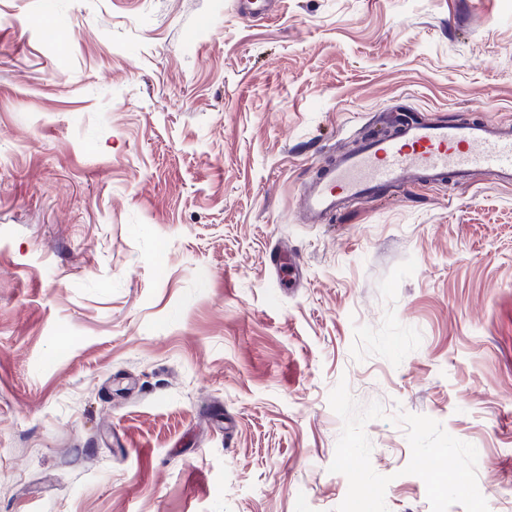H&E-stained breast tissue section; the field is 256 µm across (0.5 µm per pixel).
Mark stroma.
I'll use <instances>...</instances> for the list:
<instances>
[{
    "mask_svg": "<svg viewBox=\"0 0 512 512\" xmlns=\"http://www.w3.org/2000/svg\"><path fill=\"white\" fill-rule=\"evenodd\" d=\"M406 114L512 122V0H0V512H335L342 380L512 512V186L299 210Z\"/></svg>",
    "mask_w": 512,
    "mask_h": 512,
    "instance_id": "stroma-1",
    "label": "stroma"
}]
</instances>
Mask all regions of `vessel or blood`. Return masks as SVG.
<instances>
[{"mask_svg": "<svg viewBox=\"0 0 512 512\" xmlns=\"http://www.w3.org/2000/svg\"><path fill=\"white\" fill-rule=\"evenodd\" d=\"M479 171L512 184L511 123L407 122L395 135L371 138L321 169L302 192L301 211L322 218L390 187L437 184L449 176L462 185Z\"/></svg>", "mask_w": 512, "mask_h": 512, "instance_id": "vessel-or-blood-1", "label": "vessel or blood"}]
</instances>
